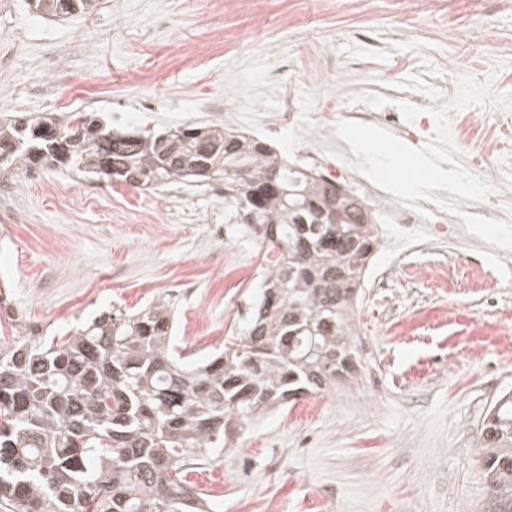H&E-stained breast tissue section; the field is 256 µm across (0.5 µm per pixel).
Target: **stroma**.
<instances>
[{"label":"stroma","instance_id":"obj_1","mask_svg":"<svg viewBox=\"0 0 512 512\" xmlns=\"http://www.w3.org/2000/svg\"><path fill=\"white\" fill-rule=\"evenodd\" d=\"M0 0V119L93 111L121 132L223 122L235 82L256 90L249 132L295 155L301 126H335L353 98L409 90L438 101L480 54L512 93V0H98L89 12L34 15ZM0 197V352L30 334L71 336L105 309L169 300L190 358L224 347L258 284L253 237L218 181L133 190L60 166L7 182ZM456 266L455 294L425 273ZM463 244L406 258L356 308V382L253 423L188 479L218 512H484L479 432L512 391V349L473 343L474 322L512 339V284L491 287Z\"/></svg>","mask_w":512,"mask_h":512}]
</instances>
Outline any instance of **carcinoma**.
Wrapping results in <instances>:
<instances>
[{"mask_svg":"<svg viewBox=\"0 0 512 512\" xmlns=\"http://www.w3.org/2000/svg\"><path fill=\"white\" fill-rule=\"evenodd\" d=\"M47 16L95 0H31ZM92 112L0 122V180L35 165L97 177L110 163L135 189L224 182L242 236L260 241L258 294L224 351L193 363L169 301L100 314L56 345L46 337L0 353V507L6 512H207L185 467L210 460L258 415L357 379L354 306L379 242L370 216L333 182L288 167L261 139L222 124L115 135ZM209 169L188 171L189 163ZM250 166L247 177L237 167ZM272 350L243 365L249 343ZM488 503L512 512V393L493 400L480 434Z\"/></svg>","mask_w":512,"mask_h":512,"instance_id":"carcinoma-1","label":"carcinoma"}]
</instances>
